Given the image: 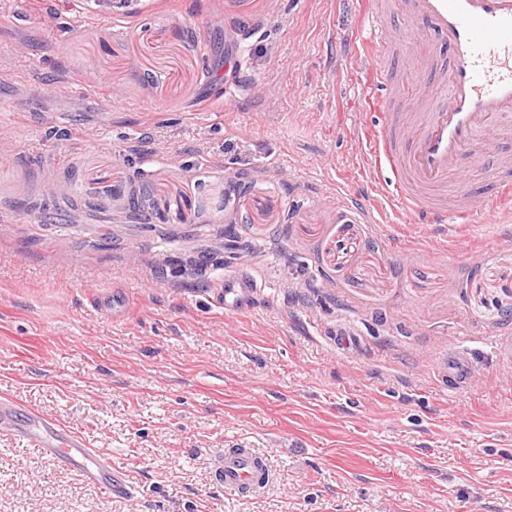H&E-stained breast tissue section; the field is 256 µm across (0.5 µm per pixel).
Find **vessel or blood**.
I'll use <instances>...</instances> for the list:
<instances>
[{"label": "vessel or blood", "mask_w": 512, "mask_h": 512, "mask_svg": "<svg viewBox=\"0 0 512 512\" xmlns=\"http://www.w3.org/2000/svg\"><path fill=\"white\" fill-rule=\"evenodd\" d=\"M412 7L447 43L448 94L419 119L406 121L391 111L382 76H373L369 88L383 111L374 160L391 174L398 208L425 224H467L476 209L471 190L458 188L452 206L444 194L449 176L462 172L465 163L486 165L494 159L496 147L487 133L512 118V0H412ZM368 20L372 49L387 50L391 35L381 16L372 10ZM220 289L225 306L234 308L261 286L242 272L221 282ZM443 370L455 388L469 386L471 368L461 347L450 348ZM0 428L24 437L107 497L130 496L129 480L111 457L60 422L36 412L21 420L13 404L0 403ZM215 475L237 494L267 480L263 463L247 448L227 449L216 460Z\"/></svg>", "instance_id": "b4317fda"}]
</instances>
